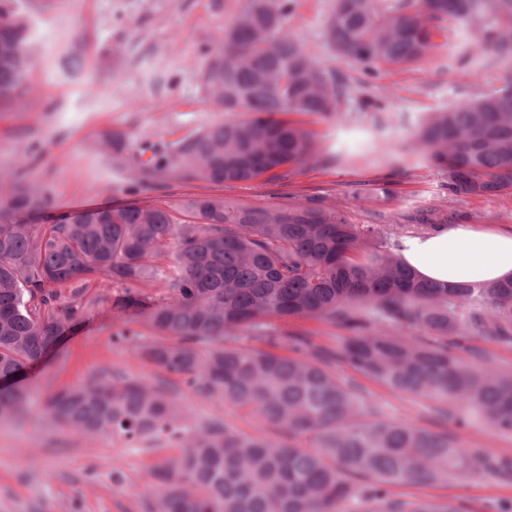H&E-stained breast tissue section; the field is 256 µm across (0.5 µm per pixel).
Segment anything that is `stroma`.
<instances>
[{
    "label": "stroma",
    "instance_id": "1",
    "mask_svg": "<svg viewBox=\"0 0 512 512\" xmlns=\"http://www.w3.org/2000/svg\"><path fill=\"white\" fill-rule=\"evenodd\" d=\"M245 0H22L32 22V89L0 109V168L23 162L27 180L52 197L42 223L77 210L131 203L178 206L203 195L262 204L288 196L339 207L350 223L373 225L381 242L433 224L512 228V191L494 196L452 195L448 176L430 166L411 142L419 124L454 102L503 87L506 63L481 47L474 27L446 26L435 53L402 68L370 71L344 59L325 41L334 0H292L288 25L322 67L345 75L350 94L337 115H297L318 136L327 162L291 177L287 185L259 178L226 185L160 180L133 185L95 147L101 134L127 132L167 143L224 121L204 98L198 70L207 48ZM392 182L394 192L381 186ZM62 300L82 303L85 315L56 348L28 372L19 419L0 423V512H149L145 488L151 467L174 456L155 445L126 447L112 437H81L52 425L47 399L58 390L111 371L164 386L194 418L219 417L240 431L264 428L230 402L193 392L178 376L139 359L135 340L118 339L116 306L124 289L101 280L74 282ZM342 378L362 387L385 414L438 431L429 401L392 391L348 366ZM396 497L458 499L464 512H486L494 499L512 500V478L480 476L447 485L393 487Z\"/></svg>",
    "mask_w": 512,
    "mask_h": 512
}]
</instances>
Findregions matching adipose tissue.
<instances>
[{"instance_id": "adipose-tissue-1", "label": "adipose tissue", "mask_w": 512, "mask_h": 512, "mask_svg": "<svg viewBox=\"0 0 512 512\" xmlns=\"http://www.w3.org/2000/svg\"><path fill=\"white\" fill-rule=\"evenodd\" d=\"M398 252L421 280L441 287L483 286L512 278V229L443 226L403 236Z\"/></svg>"}]
</instances>
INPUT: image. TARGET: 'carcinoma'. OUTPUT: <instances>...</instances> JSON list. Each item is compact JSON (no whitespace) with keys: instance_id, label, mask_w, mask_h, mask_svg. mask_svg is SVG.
I'll use <instances>...</instances> for the list:
<instances>
[{"instance_id":"1","label":"carcinoma","mask_w":512,"mask_h":512,"mask_svg":"<svg viewBox=\"0 0 512 512\" xmlns=\"http://www.w3.org/2000/svg\"><path fill=\"white\" fill-rule=\"evenodd\" d=\"M291 0H246L209 47L199 87L223 123L158 145L114 131L100 148L138 184L160 178L215 184L266 177L285 182L316 165L315 134L290 114L327 117L347 83L321 67L288 31ZM0 105L31 89V25L20 0H0ZM445 22L474 26L512 62V0H336L324 38L367 67L406 66L430 55ZM505 86L429 116L413 147L448 174L452 194L512 189V73ZM0 171V422L20 416L26 369L84 315L59 288L103 278L126 289L117 303L130 324L146 319L140 359L206 396H220L275 429L246 435L213 419L197 422L159 386L102 376L53 394L49 420L84 437L145 439L179 449L150 472L151 512H461L452 498L404 501L388 487L446 485L471 476L512 477V462L456 435L392 422L339 361L390 389L436 403L461 429L483 423L512 433V373L466 364L473 339L512 344V279L479 287L422 282L373 228L317 201L189 200L182 224L167 207L93 208L49 226L30 214L50 208L39 184ZM170 259L163 268L158 260ZM163 281L158 304L147 288ZM304 317L352 332L337 351L277 322ZM423 329L426 336H415ZM247 336L293 354L243 348Z\"/></svg>"}]
</instances>
